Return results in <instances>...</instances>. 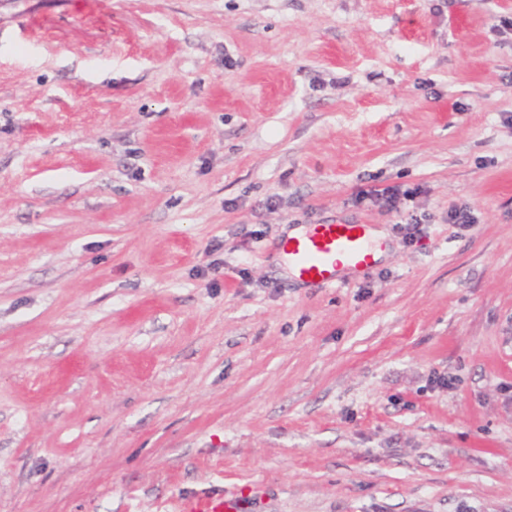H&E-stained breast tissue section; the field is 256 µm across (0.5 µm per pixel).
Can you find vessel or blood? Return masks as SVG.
I'll list each match as a JSON object with an SVG mask.
<instances>
[{
	"instance_id": "vessel-or-blood-1",
	"label": "vessel or blood",
	"mask_w": 512,
	"mask_h": 512,
	"mask_svg": "<svg viewBox=\"0 0 512 512\" xmlns=\"http://www.w3.org/2000/svg\"><path fill=\"white\" fill-rule=\"evenodd\" d=\"M281 248L294 276L315 286L348 285L350 277L379 263L378 249L365 224H312ZM246 508L240 498L200 492L185 501L182 512H245Z\"/></svg>"
}]
</instances>
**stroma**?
Masks as SVG:
<instances>
[{
    "instance_id": "35a3bbf8",
    "label": "stroma",
    "mask_w": 512,
    "mask_h": 512,
    "mask_svg": "<svg viewBox=\"0 0 512 512\" xmlns=\"http://www.w3.org/2000/svg\"><path fill=\"white\" fill-rule=\"evenodd\" d=\"M207 489L512 512V0H0V512ZM414 195V192L410 191H400L397 187H391V188H385L382 191L380 190H373V191H366L359 195L357 201L362 203L366 200H370V202L373 201H384V206L388 208V210H395L398 213H401V208L399 206L401 196H403L404 199L412 198ZM303 232L302 227L290 229L288 236L294 238L280 247L294 276L304 283L345 286L351 282L349 276L379 264L378 248L367 224H308Z\"/></svg>"
}]
</instances>
